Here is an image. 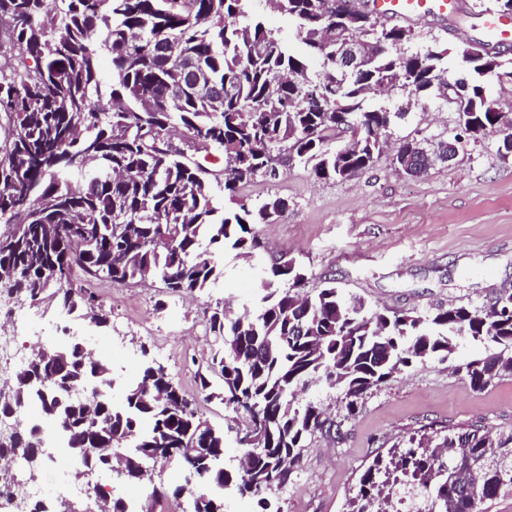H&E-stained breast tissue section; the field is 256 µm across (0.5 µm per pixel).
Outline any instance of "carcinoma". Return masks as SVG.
Masks as SVG:
<instances>
[{
  "mask_svg": "<svg viewBox=\"0 0 512 512\" xmlns=\"http://www.w3.org/2000/svg\"><path fill=\"white\" fill-rule=\"evenodd\" d=\"M0 0V223L26 224L21 238L0 231V290L35 307L89 318L109 315L87 288L158 280L166 293H204L224 277L228 248L251 257L261 247L256 226L273 224L288 208L267 198L256 207L236 200L239 185L279 177L290 158L320 180H346L369 168L402 116L370 109L371 96L404 90L420 102L439 87L460 83L474 111L463 133L474 141L500 136L512 153V130H500L489 83L512 76V57L487 58L473 46L435 41L410 51L412 28L384 29L366 17L343 18L328 0H274L297 25L293 52L246 0ZM380 45L357 74L338 69L326 30ZM112 57V85L100 90L99 62ZM191 61L211 83L228 88L221 100L185 85L171 56ZM455 59L452 71L448 61ZM321 69L311 71L313 60ZM224 155V194L237 205L213 203L216 174L188 156ZM405 173L419 177L448 162V143L426 148L405 140ZM90 156L84 168L69 158ZM53 249H48V246ZM307 273L292 260L264 266L254 310L224 305L206 319L211 352L200 388L243 413L237 442L246 463L225 468L224 430L213 427L164 366L147 363L112 400V371L85 355L79 343L32 351L26 368L4 381L12 393L0 414L36 402L61 424L70 454L95 479H125L146 461L179 462L174 488L152 486L153 503L172 492L187 512H223L224 491L256 499L257 512H282L272 495L288 485L308 440L331 422L299 394L324 381L344 389L347 415L364 396L417 362L454 354L467 339L494 351L466 362L471 387L512 375V292L482 309L465 305L420 315L372 310L334 281L306 290ZM97 382L83 399L71 392ZM112 443L109 453L85 449ZM38 475L52 463L27 428L13 448H1ZM484 482L477 501L464 493V470ZM403 480L418 488L425 512H484L512 496V428L494 434L480 425L448 430L430 445L393 452L390 466H368L351 499V512H380L382 489Z\"/></svg>",
  "mask_w": 512,
  "mask_h": 512,
  "instance_id": "cac0c4a2",
  "label": "carcinoma"
}]
</instances>
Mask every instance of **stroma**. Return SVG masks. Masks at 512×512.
Here are the masks:
<instances>
[{
  "label": "stroma",
  "instance_id": "obj_1",
  "mask_svg": "<svg viewBox=\"0 0 512 512\" xmlns=\"http://www.w3.org/2000/svg\"><path fill=\"white\" fill-rule=\"evenodd\" d=\"M453 23L418 24L415 48L438 39L454 42L449 26L471 42H485L478 0H460ZM458 127L455 109L439 99L412 108L392 128L393 143L405 139L436 142ZM288 202L276 223L260 226L263 250L247 260L224 253V277L208 293L166 299L158 282L93 285L110 312V325H88V344L110 346L111 362L136 369L141 350L163 363L204 418L227 427L225 463L241 450L233 433L240 417L203 400L195 378L210 346L205 338L210 306L233 311L251 305L259 288V268L285 257L302 264L309 287L335 280L345 293L375 309L421 314L454 305L490 306L512 292V156L502 157L489 136L465 145L456 160L420 178L399 174L392 150L345 181L316 180L303 165L283 168L273 181L241 185L238 197L258 205L271 196ZM467 344L449 359H429L406 369L368 395L347 416L343 392L319 383L307 396L321 405L339 434H315L302 465L277 498L282 512H349L364 470L409 436H428L448 426L476 423L496 430L512 427V376L471 388L460 366L483 354Z\"/></svg>",
  "mask_w": 512,
  "mask_h": 512
}]
</instances>
